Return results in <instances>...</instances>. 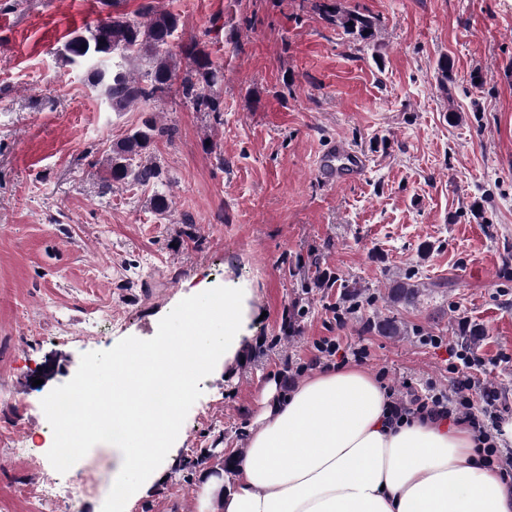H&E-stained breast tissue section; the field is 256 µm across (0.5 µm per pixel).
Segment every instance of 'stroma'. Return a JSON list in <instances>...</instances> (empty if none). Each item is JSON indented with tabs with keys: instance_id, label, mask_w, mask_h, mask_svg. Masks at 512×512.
<instances>
[{
	"instance_id": "35a3bbf8",
	"label": "stroma",
	"mask_w": 512,
	"mask_h": 512,
	"mask_svg": "<svg viewBox=\"0 0 512 512\" xmlns=\"http://www.w3.org/2000/svg\"><path fill=\"white\" fill-rule=\"evenodd\" d=\"M150 2L223 65L222 121L173 88L114 110L90 63L65 59L74 33ZM328 7L375 18L374 41ZM153 110L176 129L154 148L175 197L167 215L147 190L100 193L113 143ZM334 139L367 157L361 180L317 176ZM408 276L420 296L405 308L389 290ZM202 286L246 293L244 346L200 382L172 461L127 512H201L206 469L185 474V459L218 438L246 448L265 386L311 373L326 339L364 347L363 368L387 370L399 397L408 381L447 387L453 349L471 346L512 414V0H0V434L39 450L0 445V512H65L41 495L43 398L83 353L154 337ZM106 313L122 324L104 328ZM387 317L402 335L379 331ZM431 335L441 344H423ZM112 470L102 443L60 481L101 512L105 492L82 493L81 479Z\"/></svg>"
}]
</instances>
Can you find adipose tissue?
I'll return each mask as SVG.
<instances>
[{"mask_svg":"<svg viewBox=\"0 0 512 512\" xmlns=\"http://www.w3.org/2000/svg\"><path fill=\"white\" fill-rule=\"evenodd\" d=\"M389 405L356 366L268 386L230 487H203L206 512H512V481L479 463L466 425H393Z\"/></svg>","mask_w":512,"mask_h":512,"instance_id":"obj_1","label":"adipose tissue"}]
</instances>
